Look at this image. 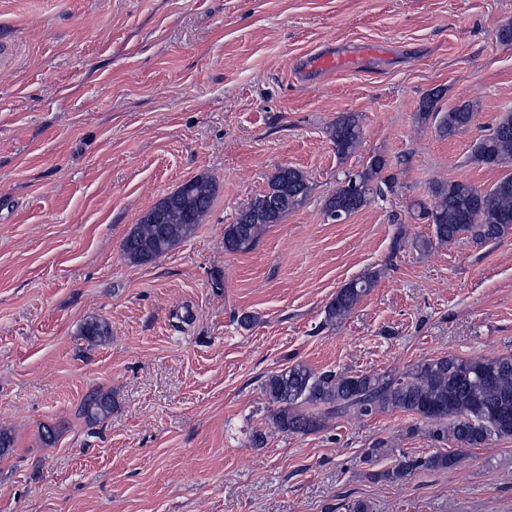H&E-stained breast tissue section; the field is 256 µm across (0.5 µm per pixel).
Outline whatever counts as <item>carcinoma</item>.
Returning a JSON list of instances; mask_svg holds the SVG:
<instances>
[{
    "label": "carcinoma",
    "mask_w": 512,
    "mask_h": 512,
    "mask_svg": "<svg viewBox=\"0 0 512 512\" xmlns=\"http://www.w3.org/2000/svg\"><path fill=\"white\" fill-rule=\"evenodd\" d=\"M477 117L470 103L443 113L438 122L441 134L452 137L469 128ZM336 157L353 154L362 142V116L349 112L338 117L330 129ZM474 162L488 167L512 165V112H505L489 133L472 149ZM386 160L374 156L361 170L343 173L324 210L358 212L375 198L393 189L390 178L379 174ZM311 191L309 180L298 168L281 166L268 181V188L253 197L232 224L224 225V249L251 250L270 224H280L305 202ZM216 185L204 176L187 181L159 201L162 214L157 221L141 219L122 242V252L134 264H146L165 255L191 237L210 210ZM433 202L419 204V216L431 222L435 239H424L425 249L446 245L460 235L477 243L500 240L512 234V174L503 176L490 189L455 181L436 182L431 187ZM378 274L367 271L345 283L325 307V321L344 318L377 282ZM91 343H103L111 329L107 321L91 318L80 328ZM262 392L270 405L272 427L283 434H309L325 427L333 417H368L399 409L437 425L436 436L449 434L467 448L486 444L493 438L512 436V355L460 358L448 355L428 358L395 376L374 373L314 372L297 363L266 376ZM81 414L90 421L112 414V395L90 391L83 399ZM458 461L456 454H434L425 460L403 459L387 470L386 478L397 481L420 468L445 469Z\"/></svg>",
    "instance_id": "cac0c4a2"
}]
</instances>
